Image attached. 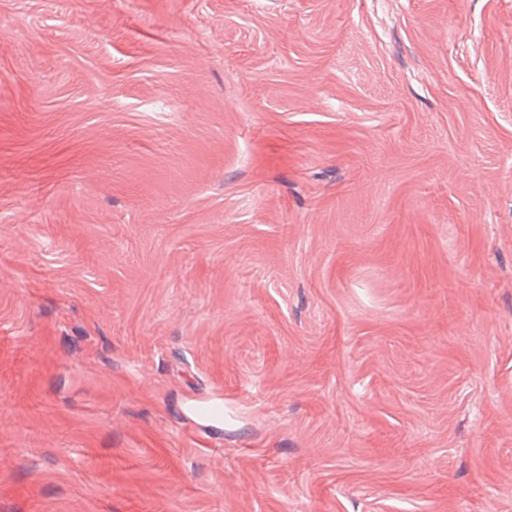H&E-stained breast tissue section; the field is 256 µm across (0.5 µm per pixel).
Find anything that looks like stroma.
Instances as JSON below:
<instances>
[{"mask_svg":"<svg viewBox=\"0 0 512 512\" xmlns=\"http://www.w3.org/2000/svg\"><path fill=\"white\" fill-rule=\"evenodd\" d=\"M0 512H512V0H0Z\"/></svg>","mask_w":512,"mask_h":512,"instance_id":"1","label":"stroma"}]
</instances>
